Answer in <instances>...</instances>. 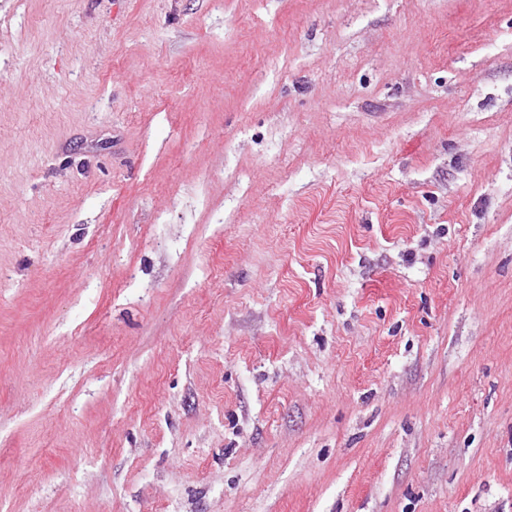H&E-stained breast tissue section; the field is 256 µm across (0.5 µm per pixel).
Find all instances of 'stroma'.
Returning <instances> with one entry per match:
<instances>
[{
    "label": "stroma",
    "mask_w": 512,
    "mask_h": 512,
    "mask_svg": "<svg viewBox=\"0 0 512 512\" xmlns=\"http://www.w3.org/2000/svg\"><path fill=\"white\" fill-rule=\"evenodd\" d=\"M0 512H512V0H0Z\"/></svg>",
    "instance_id": "obj_1"
}]
</instances>
